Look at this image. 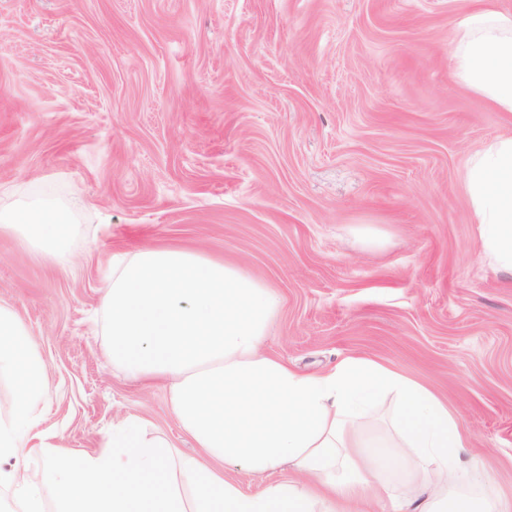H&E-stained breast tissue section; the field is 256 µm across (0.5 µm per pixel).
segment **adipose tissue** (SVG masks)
<instances>
[{
  "label": "adipose tissue",
  "mask_w": 512,
  "mask_h": 512,
  "mask_svg": "<svg viewBox=\"0 0 512 512\" xmlns=\"http://www.w3.org/2000/svg\"><path fill=\"white\" fill-rule=\"evenodd\" d=\"M459 83L512 112V13L471 11L453 48ZM465 185L484 254L512 273V136L468 162ZM71 208L39 195L0 205V236L51 262L70 260ZM279 298L241 267L175 246L117 261L103 312L112 361L128 380L163 381L173 419L195 442L177 455L141 417L112 427L100 449L61 462L36 445L48 390L29 326L0 304V375L13 396L0 408V512H45L41 456L57 512H512V498L469 491L478 462L457 412L431 386L367 357L302 374L262 347ZM263 478L243 491L228 471ZM291 479H282V472Z\"/></svg>",
  "instance_id": "adipose-tissue-1"
}]
</instances>
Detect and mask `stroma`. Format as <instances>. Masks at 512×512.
I'll use <instances>...</instances> for the list:
<instances>
[{
	"mask_svg": "<svg viewBox=\"0 0 512 512\" xmlns=\"http://www.w3.org/2000/svg\"><path fill=\"white\" fill-rule=\"evenodd\" d=\"M480 2L0 0V187L79 226L64 269L0 237V303L49 375L40 437L76 457L136 415L193 453L100 311L113 259L174 245L275 289L264 350L297 370L368 355L433 387L512 496V274L464 185L512 112L451 58Z\"/></svg>",
	"mask_w": 512,
	"mask_h": 512,
	"instance_id": "obj_1",
	"label": "stroma"
}]
</instances>
